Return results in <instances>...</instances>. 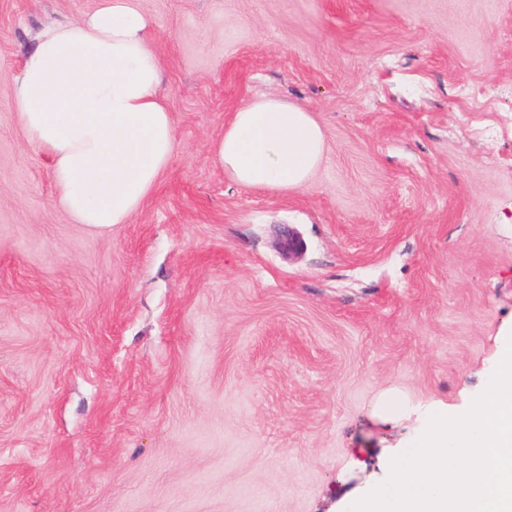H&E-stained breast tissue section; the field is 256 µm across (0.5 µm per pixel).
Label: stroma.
Segmentation results:
<instances>
[{
	"instance_id": "1",
	"label": "stroma",
	"mask_w": 512,
	"mask_h": 512,
	"mask_svg": "<svg viewBox=\"0 0 512 512\" xmlns=\"http://www.w3.org/2000/svg\"><path fill=\"white\" fill-rule=\"evenodd\" d=\"M139 4L178 146L98 234L11 85L97 0H0V512H347L431 402L469 408L512 325V0ZM263 96L323 128L301 190L212 154Z\"/></svg>"
}]
</instances>
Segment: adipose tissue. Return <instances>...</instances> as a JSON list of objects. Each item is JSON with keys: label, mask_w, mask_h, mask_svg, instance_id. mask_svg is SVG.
Listing matches in <instances>:
<instances>
[{"label": "adipose tissue", "mask_w": 512, "mask_h": 512, "mask_svg": "<svg viewBox=\"0 0 512 512\" xmlns=\"http://www.w3.org/2000/svg\"><path fill=\"white\" fill-rule=\"evenodd\" d=\"M162 65L137 0H98L46 29L12 77L27 142L51 158L57 204L97 232L128 223L177 148L161 93ZM324 131L313 113L266 96L235 112L212 142L245 188L298 191L319 167Z\"/></svg>", "instance_id": "adipose-tissue-1"}]
</instances>
